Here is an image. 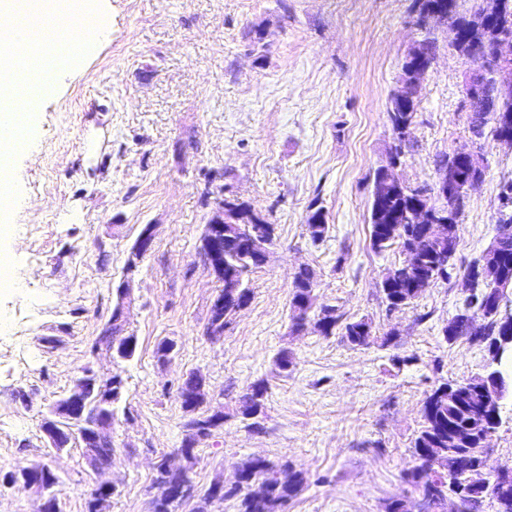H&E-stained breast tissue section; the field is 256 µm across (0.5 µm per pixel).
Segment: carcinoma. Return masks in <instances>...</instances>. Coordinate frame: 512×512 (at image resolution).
<instances>
[{
    "instance_id": "1",
    "label": "carcinoma",
    "mask_w": 512,
    "mask_h": 512,
    "mask_svg": "<svg viewBox=\"0 0 512 512\" xmlns=\"http://www.w3.org/2000/svg\"><path fill=\"white\" fill-rule=\"evenodd\" d=\"M464 0H414L413 10L419 18L427 17L435 12L442 13L451 23L458 25L464 34V40L454 45L455 50L463 57L474 60L473 44L480 42L488 48L499 38H512V0H499L496 4L495 20H490L485 13L487 0H471L468 8L463 6ZM437 42L431 32L423 35L421 43L413 48L402 66L401 79L411 82V89L406 103L390 102L388 116L393 134H402V128L413 114L416 99L421 90V83L412 82L415 66L419 62H427L436 56ZM494 105L500 109L512 111V96L506 94L491 104L481 96L468 100L470 112V132L481 137L484 135L485 108ZM421 203L419 192L408 186L397 190L391 187L380 172H375L369 211L371 240L374 250L381 253L388 247L398 244L400 247L415 242L418 252L412 259L406 258L398 266L391 268L383 277L381 288L388 309H399L416 299L421 290L416 285L451 276L458 236L447 239L442 244H432L423 240L422 225L414 224L405 219L409 212ZM307 230L312 240L319 241L325 237L328 224L322 209L317 208L308 219ZM275 227L266 219L258 217L244 202L232 199L224 202V288L220 297L224 300V318L232 317L237 310L244 307L249 300V288L246 278L263 264V257L252 248L256 238L273 242ZM314 277L313 272L303 268L293 277L290 307L300 311L292 315L296 321L309 317L311 295L308 285ZM481 313L487 320V335H496V319L489 307L487 290L478 288L466 295L452 318L457 331L454 339L464 336V319ZM317 323L322 325V334L329 336L342 326V336L354 346H366L370 343L371 324L364 320L350 321L340 324V315L336 308L329 305L320 307ZM118 333L119 345L122 349L115 353L119 362H128L135 357L137 336L121 326L114 328ZM489 372L470 377L471 384L454 398H448V383L442 382L426 396L423 402V422L412 446L414 465L405 473V479L416 487L421 496L429 499L434 509L443 508L448 499L455 495V489L464 486L468 481V471L472 465V452L478 446L480 434L488 427L482 414L484 394L482 385ZM106 392L112 394L111 417L118 416L119 404L125 400L127 393L126 380L121 373H116L104 384ZM197 383L191 378L181 381L178 386V397L184 409L196 411L203 401L194 397ZM266 384L259 382L251 386L250 392L242 396L237 414L250 421L249 427L259 428L258 418L264 415ZM459 430L470 437V441L457 448L462 457V466L452 476L436 473L432 457L438 451L448 452V437ZM240 479L232 487L224 489V499H237L238 512H284V506L302 491L306 479L304 474L296 471L285 462L274 465L269 461L252 457L238 465ZM259 479L265 485L261 496L255 495L251 482Z\"/></svg>"
}]
</instances>
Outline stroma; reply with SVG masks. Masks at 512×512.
<instances>
[{
	"instance_id": "1",
	"label": "stroma",
	"mask_w": 512,
	"mask_h": 512,
	"mask_svg": "<svg viewBox=\"0 0 512 512\" xmlns=\"http://www.w3.org/2000/svg\"><path fill=\"white\" fill-rule=\"evenodd\" d=\"M102 32L40 101L29 152L16 162L19 194L0 253V470L45 464L63 477V512H85L90 491L80 449L55 453L43 413L91 362L88 345L112 311V285L144 225L153 251L133 274L128 327L133 361L95 362L127 381L128 418L112 430L117 487L110 512H149L154 468L180 447L183 377H205L224 425L197 450L193 478L207 488L262 456L307 478L286 512H383L418 498L404 472L426 392L485 371V344L446 343L442 330L464 292V271L497 233L499 192L512 181V145L478 141L486 159L459 219L449 279L389 311L381 291L400 246L372 248L373 175L389 164L388 109L421 34L413 0H100ZM439 49L395 174L432 186L437 162L475 142L465 107L473 64L435 29ZM222 174L228 197L275 226L267 262L250 274L251 299L223 340L205 334L221 284L199 241L210 217L205 187ZM323 209L326 237L307 218ZM315 275L317 305L372 325L369 345L315 326L291 332L290 293L300 266ZM177 349L163 365L159 342ZM288 350L293 364L280 371ZM266 381L260 430L237 415Z\"/></svg>"
}]
</instances>
